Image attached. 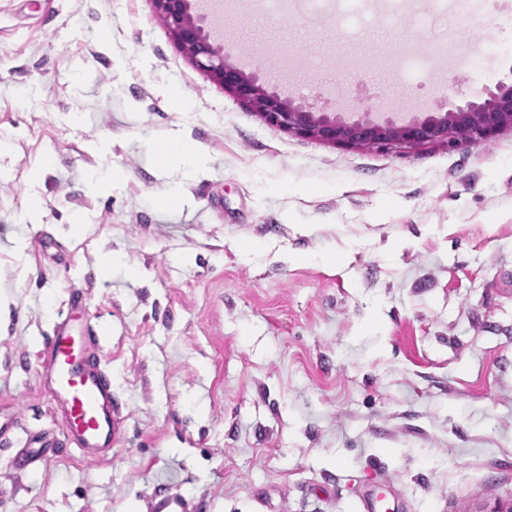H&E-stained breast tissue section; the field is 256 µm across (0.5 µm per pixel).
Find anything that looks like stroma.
I'll use <instances>...</instances> for the list:
<instances>
[{
    "label": "stroma",
    "mask_w": 512,
    "mask_h": 512,
    "mask_svg": "<svg viewBox=\"0 0 512 512\" xmlns=\"http://www.w3.org/2000/svg\"><path fill=\"white\" fill-rule=\"evenodd\" d=\"M502 7L436 29L437 55L427 0L359 32L293 2L204 17L295 103L400 121L512 80V41L474 31ZM174 137L195 173L162 163ZM73 293L121 406L106 463L39 384ZM379 484L400 512L512 504V129L335 147L214 83L152 0H0V512H359ZM50 448H30L24 447L10 458L11 465L20 471L26 472L33 470V467L47 458Z\"/></svg>",
    "instance_id": "35a3bbf8"
}]
</instances>
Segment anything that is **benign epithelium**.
<instances>
[{"instance_id": "obj_1", "label": "benign epithelium", "mask_w": 512, "mask_h": 512, "mask_svg": "<svg viewBox=\"0 0 512 512\" xmlns=\"http://www.w3.org/2000/svg\"><path fill=\"white\" fill-rule=\"evenodd\" d=\"M178 47L237 99L250 104L273 128L342 147L365 145L384 150L413 149L429 143L479 141L512 129V81L499 82L475 100L452 101L439 115L396 121L368 113L343 118L294 104L277 89L232 62L223 46L192 12L191 0H153Z\"/></svg>"}]
</instances>
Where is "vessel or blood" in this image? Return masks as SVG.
<instances>
[{"label": "vessel or blood", "mask_w": 512, "mask_h": 512, "mask_svg": "<svg viewBox=\"0 0 512 512\" xmlns=\"http://www.w3.org/2000/svg\"><path fill=\"white\" fill-rule=\"evenodd\" d=\"M94 338L89 328H77L70 318L55 324L41 356L45 391L65 412V429L85 458L105 461L121 429V416L112 401V378L88 352ZM47 457L45 448L26 447L10 460L26 472Z\"/></svg>", "instance_id": "vessel-or-blood-1"}]
</instances>
